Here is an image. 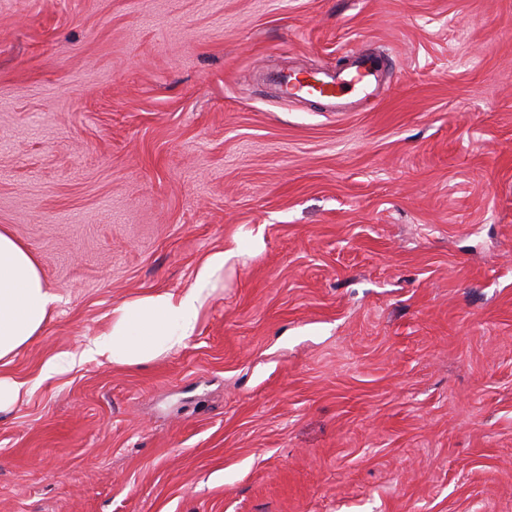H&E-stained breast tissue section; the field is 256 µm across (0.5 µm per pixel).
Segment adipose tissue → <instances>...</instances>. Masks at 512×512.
<instances>
[{
	"label": "adipose tissue",
	"mask_w": 512,
	"mask_h": 512,
	"mask_svg": "<svg viewBox=\"0 0 512 512\" xmlns=\"http://www.w3.org/2000/svg\"><path fill=\"white\" fill-rule=\"evenodd\" d=\"M244 257L238 248L212 252L188 288L139 296L114 307L111 322L88 340L81 354L53 355L45 363L46 372L59 373L97 357L119 366L137 365L180 349L194 335L221 275ZM55 302L34 256L0 227V365H8L38 336Z\"/></svg>",
	"instance_id": "obj_1"
}]
</instances>
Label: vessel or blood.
Here are the masks:
<instances>
[{
	"mask_svg": "<svg viewBox=\"0 0 512 512\" xmlns=\"http://www.w3.org/2000/svg\"><path fill=\"white\" fill-rule=\"evenodd\" d=\"M382 66L380 58L360 51L353 54L348 66L332 72L278 71L272 73L271 79L286 99L317 96L336 106L354 96H372Z\"/></svg>",
	"mask_w": 512,
	"mask_h": 512,
	"instance_id": "obj_1",
	"label": "vessel or blood"
}]
</instances>
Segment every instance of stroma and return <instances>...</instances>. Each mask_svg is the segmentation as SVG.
<instances>
[{
    "label": "stroma",
    "instance_id": "stroma-1",
    "mask_svg": "<svg viewBox=\"0 0 512 512\" xmlns=\"http://www.w3.org/2000/svg\"><path fill=\"white\" fill-rule=\"evenodd\" d=\"M356 50L351 112L262 81ZM0 226L59 297L0 512H512V0H0ZM235 247L179 350L44 374Z\"/></svg>",
    "mask_w": 512,
    "mask_h": 512
}]
</instances>
